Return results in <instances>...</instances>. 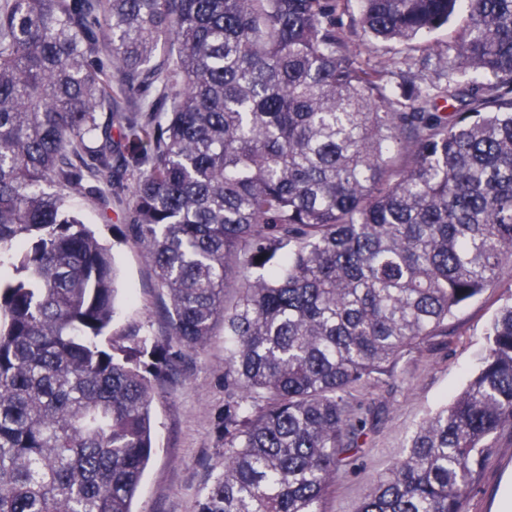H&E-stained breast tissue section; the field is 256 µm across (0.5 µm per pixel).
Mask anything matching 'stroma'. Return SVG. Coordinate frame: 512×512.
<instances>
[{"label":"stroma","mask_w":512,"mask_h":512,"mask_svg":"<svg viewBox=\"0 0 512 512\" xmlns=\"http://www.w3.org/2000/svg\"><path fill=\"white\" fill-rule=\"evenodd\" d=\"M466 22L458 13L425 37L407 42L364 35L359 0H344L336 23L358 61L384 69L390 97L408 85L444 83L439 62L453 48ZM133 184L114 186L102 207L92 196L76 195L69 209L110 250L116 270V327L144 326L168 351L170 365L157 383L152 403L153 452L132 502L133 512H198L199 503L224 467V330L192 351L180 347L165 316L167 295L157 287L152 265L139 247L130 221ZM512 294V268L496 284L459 307L448 319L447 335L401 359L394 377L366 387L376 419L360 439L351 468L339 473L326 512H358L369 486L403 459L410 439L430 412L452 402L479 368L487 348V329L504 298ZM512 499V435H500L495 451L473 487L468 512H501Z\"/></svg>","instance_id":"1"}]
</instances>
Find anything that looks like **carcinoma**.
<instances>
[{
    "label": "carcinoma",
    "instance_id": "obj_1",
    "mask_svg": "<svg viewBox=\"0 0 512 512\" xmlns=\"http://www.w3.org/2000/svg\"><path fill=\"white\" fill-rule=\"evenodd\" d=\"M360 5L399 42L464 10L443 65L488 82L390 98L340 0L0 3V512H132L152 455L168 354L113 329L73 192L107 207L135 176L171 334L196 349L224 322V470L198 512H324L372 416L354 392L512 267V0ZM487 340L359 512H467L512 434V297Z\"/></svg>",
    "mask_w": 512,
    "mask_h": 512
}]
</instances>
